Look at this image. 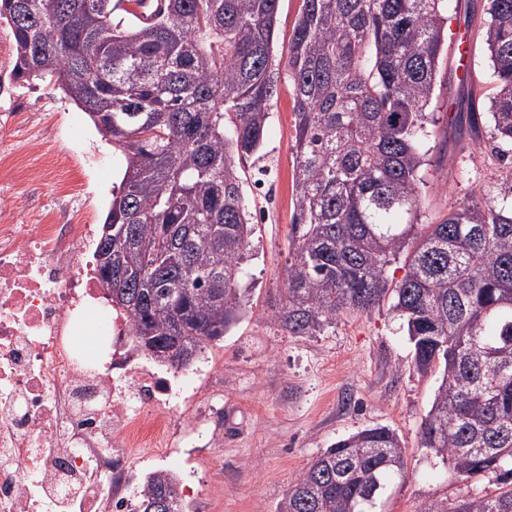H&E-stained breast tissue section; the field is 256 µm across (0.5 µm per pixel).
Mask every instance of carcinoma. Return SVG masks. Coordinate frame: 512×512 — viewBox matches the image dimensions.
<instances>
[{"label":"carcinoma","mask_w":512,"mask_h":512,"mask_svg":"<svg viewBox=\"0 0 512 512\" xmlns=\"http://www.w3.org/2000/svg\"><path fill=\"white\" fill-rule=\"evenodd\" d=\"M152 12L141 25L127 2ZM280 0H0L12 77L47 75L125 155L95 256L131 321L133 346L176 368L238 320L254 227L236 158L258 153L277 94ZM288 47L295 161L292 253L283 305L290 336H313L391 295L416 370L440 383L421 445L493 494L422 512H512V171L436 224L417 222L426 113L442 63L447 0H299ZM493 122L483 138L475 81L462 79L447 137L512 161V0H484ZM406 273L389 282L388 264ZM387 426L342 438L311 462L276 512H375L404 473ZM140 512H183L179 483L153 472Z\"/></svg>","instance_id":"carcinoma-1"}]
</instances>
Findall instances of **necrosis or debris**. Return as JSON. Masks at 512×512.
<instances>
[{
	"label": "necrosis or debris",
	"instance_id": "4bbe7bcc",
	"mask_svg": "<svg viewBox=\"0 0 512 512\" xmlns=\"http://www.w3.org/2000/svg\"><path fill=\"white\" fill-rule=\"evenodd\" d=\"M94 227L0 224V512H131L138 459L173 458L209 443L179 429L208 359L190 369L137 362L125 314L102 305L103 286L78 270Z\"/></svg>",
	"mask_w": 512,
	"mask_h": 512
}]
</instances>
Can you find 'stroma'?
Here are the masks:
<instances>
[{
    "mask_svg": "<svg viewBox=\"0 0 512 512\" xmlns=\"http://www.w3.org/2000/svg\"><path fill=\"white\" fill-rule=\"evenodd\" d=\"M15 48L0 22V119L30 117L23 167L31 179L23 194L8 198L5 216L32 223L49 207L67 214L87 208L102 225L125 159L96 129L86 112L50 80L12 78ZM291 91L280 82L260 156L240 164L250 215L258 219L243 287L246 315L206 352L213 362L198 382L190 415L214 438L213 446L182 456L172 472L190 486L194 512H276L296 477L338 439L369 426L395 430L406 448L403 477L394 478L382 512H422L426 504L493 492L492 478L464 480L420 445V425L437 381L413 366V346L401 319L382 302L348 313L314 336L283 332L275 314L285 294L293 211L294 114ZM431 164L422 166L418 223L433 224L505 168L485 151L446 144L448 72L440 70L429 106ZM274 166L266 195L252 191L261 168ZM79 189L78 200L60 198L59 180Z\"/></svg>",
    "mask_w": 512,
    "mask_h": 512,
    "instance_id": "obj_1",
    "label": "stroma"
}]
</instances>
